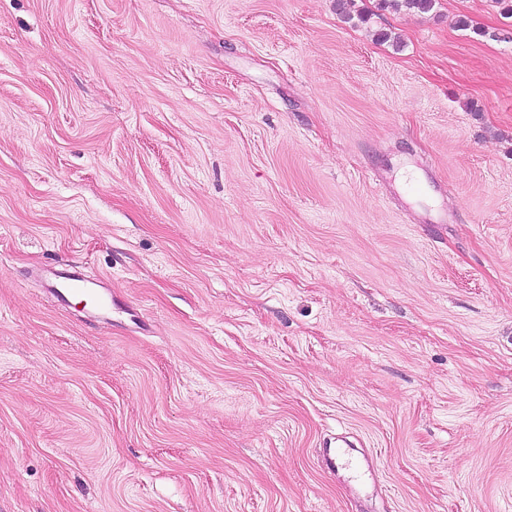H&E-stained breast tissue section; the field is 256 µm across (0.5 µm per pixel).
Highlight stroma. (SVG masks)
<instances>
[{
  "label": "stroma",
  "mask_w": 512,
  "mask_h": 512,
  "mask_svg": "<svg viewBox=\"0 0 512 512\" xmlns=\"http://www.w3.org/2000/svg\"><path fill=\"white\" fill-rule=\"evenodd\" d=\"M355 7L0 0V512H512V14ZM91 284L102 287L86 279L69 264H64L51 273L47 291L58 302H65L71 296L90 294L96 299L95 312L108 316L112 313L111 293L106 288H91Z\"/></svg>",
  "instance_id": "1"
}]
</instances>
